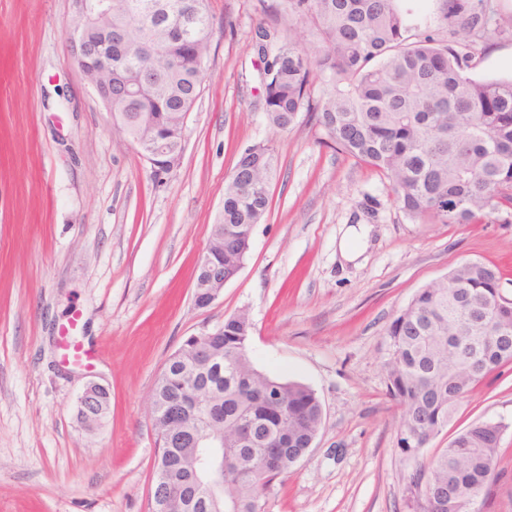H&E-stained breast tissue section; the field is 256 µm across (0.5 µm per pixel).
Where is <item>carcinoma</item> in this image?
<instances>
[{
  "mask_svg": "<svg viewBox=\"0 0 512 512\" xmlns=\"http://www.w3.org/2000/svg\"><path fill=\"white\" fill-rule=\"evenodd\" d=\"M181 0H112L113 60L119 75L138 78L139 97L112 104L113 127L127 139L139 117L156 127L189 110L213 35L208 0L185 26ZM402 0H288L289 26L307 24L312 40L281 39L258 27L253 50L264 87V114L279 131L307 112L327 144L388 179L398 208L414 222L470 224L512 210V77L473 79L466 71L473 44L509 25L493 21L488 0H440L448 38L416 33ZM321 79L328 90L314 96ZM274 150L252 145L239 155L224 185V271L242 269L252 231L271 203ZM499 271L464 262L421 288L390 323L387 393L403 408L397 451L411 464L406 493L412 512H482L500 455L505 425L475 422L433 455L424 449L448 427L468 394L512 356L486 344L472 367L448 348V337L486 335L494 323L512 328V301L494 304ZM241 312L209 337L221 367L201 372L188 349L164 366L152 401L155 427L173 439L158 449L155 477L182 492L189 512H212L188 466L186 436L196 417L181 415L205 389L218 406L212 428L224 433V502L233 512H261L255 491L270 485L306 454L320 429L323 405L309 386L258 370Z\"/></svg>",
  "mask_w": 512,
  "mask_h": 512,
  "instance_id": "1",
  "label": "carcinoma"
}]
</instances>
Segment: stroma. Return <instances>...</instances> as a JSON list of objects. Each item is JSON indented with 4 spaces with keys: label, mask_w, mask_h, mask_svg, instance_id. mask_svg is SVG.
<instances>
[{
    "label": "stroma",
    "mask_w": 512,
    "mask_h": 512,
    "mask_svg": "<svg viewBox=\"0 0 512 512\" xmlns=\"http://www.w3.org/2000/svg\"><path fill=\"white\" fill-rule=\"evenodd\" d=\"M214 36L179 165L154 174L112 125L69 47L73 0H0V512H149L150 417L167 359L192 335L246 312L255 367L311 387L313 446L267 489L265 512H411L402 417L387 394L386 333L418 289L461 263L499 266L512 299V223H419L376 172L324 143L308 114L285 133L262 108L252 39L291 32L287 0H210ZM512 74V34L478 44L470 75ZM273 147L271 206L239 274L209 307L196 264L248 146ZM371 227L357 262L338 242ZM91 356H63V336ZM102 420L78 416L87 382ZM505 424L483 512H512V366L488 375L447 429Z\"/></svg>",
    "instance_id": "obj_1"
}]
</instances>
